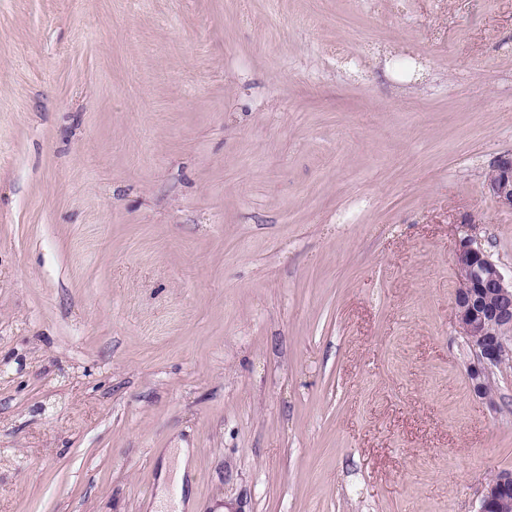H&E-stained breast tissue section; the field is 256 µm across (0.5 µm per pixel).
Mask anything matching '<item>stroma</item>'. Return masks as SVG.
<instances>
[{"mask_svg": "<svg viewBox=\"0 0 512 512\" xmlns=\"http://www.w3.org/2000/svg\"><path fill=\"white\" fill-rule=\"evenodd\" d=\"M507 154L512 0H0V512H478ZM486 193L506 210L512 211V155L501 158L485 183ZM455 272L456 322L472 353L468 379L476 396L492 402L490 375L502 364L512 337V270L507 276L481 245L465 236L455 254Z\"/></svg>", "mask_w": 512, "mask_h": 512, "instance_id": "stroma-1", "label": "stroma"}]
</instances>
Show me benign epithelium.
I'll list each match as a JSON object with an SVG mask.
<instances>
[{"instance_id":"obj_1","label":"benign epithelium","mask_w":512,"mask_h":512,"mask_svg":"<svg viewBox=\"0 0 512 512\" xmlns=\"http://www.w3.org/2000/svg\"><path fill=\"white\" fill-rule=\"evenodd\" d=\"M486 193L512 211V155L501 158L485 183ZM458 288L455 295L459 333L469 338L472 361L467 373L473 392L492 401L488 391L492 370L502 364L512 341V276H507L475 240L465 236L455 254ZM512 471H502L484 489L480 512H506L512 503Z\"/></svg>"}]
</instances>
